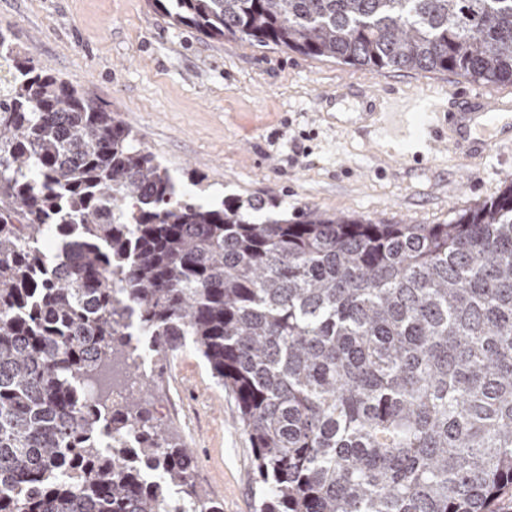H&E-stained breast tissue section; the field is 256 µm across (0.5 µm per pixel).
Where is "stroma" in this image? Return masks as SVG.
<instances>
[{
  "mask_svg": "<svg viewBox=\"0 0 512 512\" xmlns=\"http://www.w3.org/2000/svg\"><path fill=\"white\" fill-rule=\"evenodd\" d=\"M0 28L35 64L128 122L140 144L212 193L276 197L392 224H446L512 182V149L471 165L427 137L393 152L354 132L362 104L324 101L337 85L438 96L447 86L512 93L449 72L311 58L173 24L150 0H0ZM143 406L171 443L191 448L199 497L254 512L251 445L234 399L193 344L152 364Z\"/></svg>",
  "mask_w": 512,
  "mask_h": 512,
  "instance_id": "stroma-1",
  "label": "stroma"
}]
</instances>
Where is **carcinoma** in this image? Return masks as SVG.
<instances>
[{
    "label": "carcinoma",
    "instance_id": "1",
    "mask_svg": "<svg viewBox=\"0 0 512 512\" xmlns=\"http://www.w3.org/2000/svg\"><path fill=\"white\" fill-rule=\"evenodd\" d=\"M153 2L210 37L512 83V0ZM188 340L236 403L255 512H497L512 183L448 224L201 201L1 30L0 512H223L135 393L89 394L138 344Z\"/></svg>",
    "mask_w": 512,
    "mask_h": 512
}]
</instances>
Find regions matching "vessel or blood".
Returning a JSON list of instances; mask_svg holds the SVG:
<instances>
[{
  "label": "vessel or blood",
  "instance_id": "1",
  "mask_svg": "<svg viewBox=\"0 0 512 512\" xmlns=\"http://www.w3.org/2000/svg\"><path fill=\"white\" fill-rule=\"evenodd\" d=\"M365 107L358 114L360 125L376 123L383 137L403 138L416 132L414 119L422 112L420 98H380L364 94ZM440 122H427L426 131L448 143L456 158L472 162L493 149L512 147V95L470 93L449 86L448 96L438 109Z\"/></svg>",
  "mask_w": 512,
  "mask_h": 512
}]
</instances>
